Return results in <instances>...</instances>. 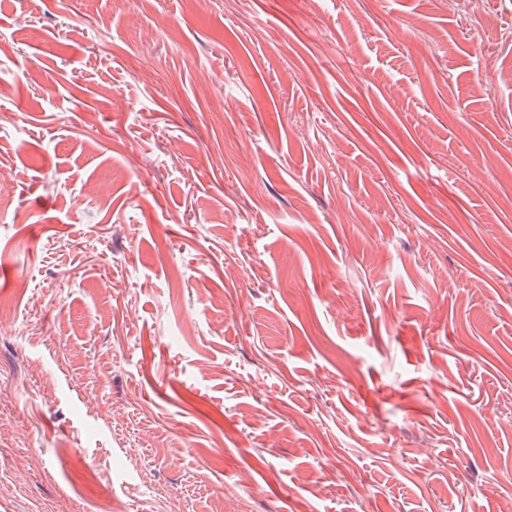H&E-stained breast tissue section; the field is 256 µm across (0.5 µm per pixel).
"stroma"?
<instances>
[{
	"label": "stroma",
	"mask_w": 512,
	"mask_h": 512,
	"mask_svg": "<svg viewBox=\"0 0 512 512\" xmlns=\"http://www.w3.org/2000/svg\"><path fill=\"white\" fill-rule=\"evenodd\" d=\"M1 181L0 512L512 500V0H0Z\"/></svg>",
	"instance_id": "1"
}]
</instances>
